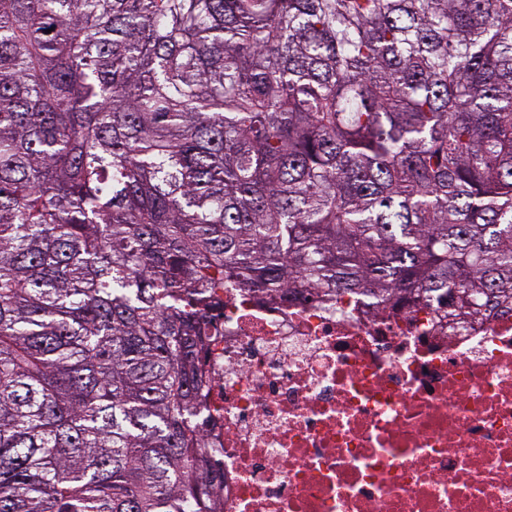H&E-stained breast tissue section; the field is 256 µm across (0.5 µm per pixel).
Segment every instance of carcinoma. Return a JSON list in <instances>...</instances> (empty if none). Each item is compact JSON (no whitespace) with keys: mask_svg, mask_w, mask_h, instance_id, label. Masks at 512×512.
Segmentation results:
<instances>
[{"mask_svg":"<svg viewBox=\"0 0 512 512\" xmlns=\"http://www.w3.org/2000/svg\"><path fill=\"white\" fill-rule=\"evenodd\" d=\"M226 288L512 298V0H0V512H218Z\"/></svg>","mask_w":512,"mask_h":512,"instance_id":"obj_1","label":"carcinoma"}]
</instances>
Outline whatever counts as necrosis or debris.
<instances>
[{
    "instance_id": "4bbe7bcc",
    "label": "necrosis or debris",
    "mask_w": 512,
    "mask_h": 512,
    "mask_svg": "<svg viewBox=\"0 0 512 512\" xmlns=\"http://www.w3.org/2000/svg\"><path fill=\"white\" fill-rule=\"evenodd\" d=\"M202 369L224 512H512V301L228 289Z\"/></svg>"
}]
</instances>
